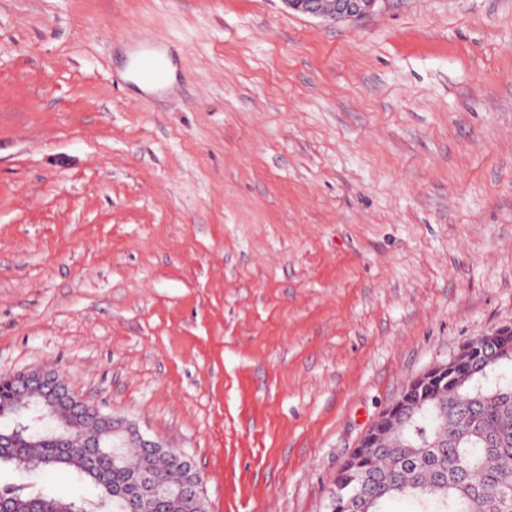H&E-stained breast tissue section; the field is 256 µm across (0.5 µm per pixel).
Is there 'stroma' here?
<instances>
[{"label":"stroma","instance_id":"1","mask_svg":"<svg viewBox=\"0 0 512 512\" xmlns=\"http://www.w3.org/2000/svg\"><path fill=\"white\" fill-rule=\"evenodd\" d=\"M510 323L512 0H0V376L184 452L206 512H324L405 383ZM288 8L326 21H345L366 16L386 0H284ZM163 46L152 38L142 41L135 49L138 75L152 87L162 88L167 82V64L161 57Z\"/></svg>","mask_w":512,"mask_h":512}]
</instances>
